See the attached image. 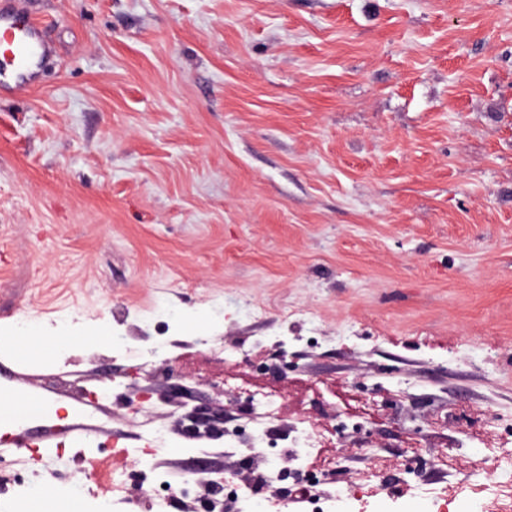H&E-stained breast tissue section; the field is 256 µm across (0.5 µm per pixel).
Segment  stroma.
<instances>
[{
  "instance_id": "stroma-1",
  "label": "stroma",
  "mask_w": 512,
  "mask_h": 512,
  "mask_svg": "<svg viewBox=\"0 0 512 512\" xmlns=\"http://www.w3.org/2000/svg\"><path fill=\"white\" fill-rule=\"evenodd\" d=\"M30 9L55 53L0 97V393L43 407L0 423L21 459L0 512L48 489L54 512H125L85 478L100 461L133 499L158 469L258 481L181 435L200 402L256 448L323 425L343 459L323 492L376 473L377 512H434L411 467L451 488L512 450V0ZM59 335L83 343L40 342ZM160 424L167 451L138 463Z\"/></svg>"
}]
</instances>
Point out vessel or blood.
<instances>
[{"mask_svg":"<svg viewBox=\"0 0 512 512\" xmlns=\"http://www.w3.org/2000/svg\"><path fill=\"white\" fill-rule=\"evenodd\" d=\"M7 45L9 53L0 59V89L14 93L35 88L43 64L51 52L40 22L30 14L15 12L0 6V45ZM42 406L38 392L25 394L15 404L1 408L0 417L9 420H28Z\"/></svg>","mask_w":512,"mask_h":512,"instance_id":"obj_1","label":"vessel or blood"}]
</instances>
